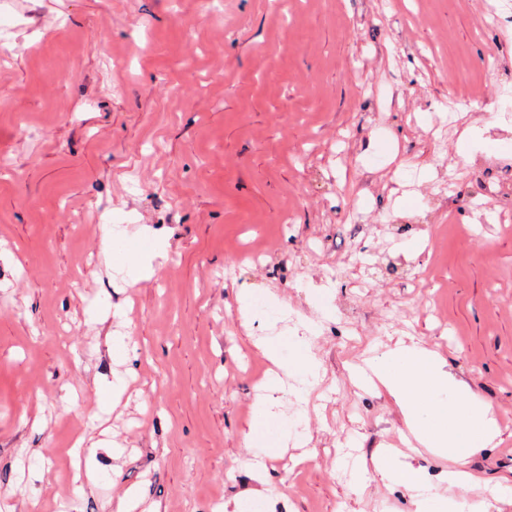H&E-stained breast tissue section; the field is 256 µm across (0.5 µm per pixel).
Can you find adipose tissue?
<instances>
[{
  "label": "adipose tissue",
  "instance_id": "1",
  "mask_svg": "<svg viewBox=\"0 0 512 512\" xmlns=\"http://www.w3.org/2000/svg\"><path fill=\"white\" fill-rule=\"evenodd\" d=\"M312 329L307 323L295 328V353L284 357L276 339H260L256 348L273 369L265 394L253 404L254 424L243 435V445L253 458L269 448L309 442L307 433L288 422L281 410L284 394L307 400L321 363L311 350ZM366 381L377 392L390 397L403 415L414 439L433 456L452 462L445 474L447 489L432 483L424 468L410 455L395 448L381 450L375 468L386 483L406 488L413 512H487L485 503L472 501L467 491L474 483L468 471L469 458L493 444L502 434L492 406L466 398V386L449 370L446 361L419 344L397 339L379 356L366 359ZM292 385H285V378Z\"/></svg>",
  "mask_w": 512,
  "mask_h": 512
}]
</instances>
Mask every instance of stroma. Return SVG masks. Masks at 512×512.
Listing matches in <instances>:
<instances>
[{
  "label": "stroma",
  "instance_id": "1",
  "mask_svg": "<svg viewBox=\"0 0 512 512\" xmlns=\"http://www.w3.org/2000/svg\"><path fill=\"white\" fill-rule=\"evenodd\" d=\"M0 51V512H224L259 489L276 512H409L376 475L382 448L450 463L353 368L413 339L444 358L504 432L474 455L489 512L512 481V0H10ZM497 69L485 76L486 58ZM482 94L484 105L462 98ZM493 149L469 159L462 125ZM447 130L436 149L433 126ZM382 188L353 229L364 176ZM127 252L163 248L131 283ZM325 293L328 314L307 300ZM288 307L245 330L237 296ZM322 375L288 398L311 442L243 446L268 367L298 317ZM131 338L124 362L115 333ZM128 386L104 405L114 374ZM83 438L93 473L77 477ZM365 468L361 491L350 464Z\"/></svg>",
  "mask_w": 512,
  "mask_h": 512
}]
</instances>
